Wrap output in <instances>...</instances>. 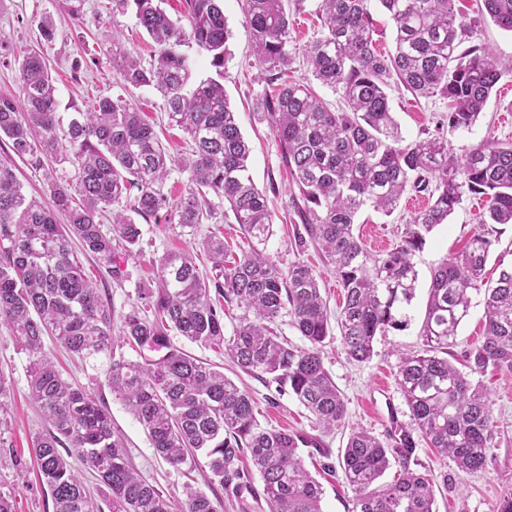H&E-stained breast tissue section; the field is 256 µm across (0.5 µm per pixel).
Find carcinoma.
I'll use <instances>...</instances> for the list:
<instances>
[{
	"label": "carcinoma",
	"instance_id": "carcinoma-1",
	"mask_svg": "<svg viewBox=\"0 0 512 512\" xmlns=\"http://www.w3.org/2000/svg\"><path fill=\"white\" fill-rule=\"evenodd\" d=\"M163 3L112 0L117 10L132 11L156 46L147 66L128 57L121 77L161 94L168 123L187 135L179 158L169 154L136 103L121 96L101 97L62 124L55 81L36 52L20 64L18 98L0 96V138L9 140L0 155V325L28 354L30 397L51 425L32 440L41 482L50 490L53 512H101L65 457L71 453L107 488L112 512H171L164 493L129 465L105 404L55 369L43 348V337L53 336L81 358L106 356L112 395L170 466L197 467L202 458L224 490L236 495L247 451L268 512H321L323 488L300 454L315 441L261 427L247 391L169 341L173 331L224 347L241 371L278 390L289 388L326 430L346 419L343 397L321 357L333 325L317 276L301 259L281 269L263 248L274 224L268 192L276 189H261L248 175L250 147L224 92L231 31L223 0H185L175 20ZM374 7L394 26L390 52L376 45ZM320 11L321 33L303 55L312 77L342 98L339 112L288 80L297 48L284 0H243L256 61L267 73L260 117L275 127L303 200L292 251L313 249L336 271L344 299L335 326L349 359H370L376 337L405 325L403 309L417 283L413 257L426 236L465 198L482 196L488 203L465 249L435 269L420 350L399 363L410 422L391 413L384 440L353 429L338 458L357 493L354 512H434V480L414 469L418 445L451 457L464 474L484 471L497 425L488 389L470 375L490 367L512 373V266L501 269L494 287L483 288L496 226L512 224V142L487 140L455 154L442 133L408 141L389 90L400 84L417 98L444 100L448 112L439 129L469 130L512 73V60L503 63L463 44L486 19L512 32V0H476L473 18L456 9L455 0H321ZM186 47L209 56L218 75L199 81L189 94ZM17 158L44 172L53 208L24 194ZM175 169L188 174V188L172 202L163 186ZM409 187L428 192L429 205L404 225L392 248L370 253L353 232L358 214L371 207L392 216ZM221 204L240 224L248 250L226 265L224 239L207 237L202 246L215 271L210 279L201 277L191 253H164L155 259L153 286L140 289L142 306L115 323L71 243L110 263L116 246L131 251L139 244L142 229L134 216L148 221L163 211L166 223L190 228L214 218ZM475 293L483 294L484 340L466 354L465 374L445 355ZM223 302L244 310L228 338ZM285 313L307 346L295 348L277 332ZM126 346L159 356L128 360ZM8 396L0 378L1 448L8 445ZM393 466L399 468L393 482L379 483ZM181 512L219 507L188 488Z\"/></svg>",
	"mask_w": 512,
	"mask_h": 512
}]
</instances>
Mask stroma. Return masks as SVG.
Masks as SVG:
<instances>
[{
	"instance_id": "obj_1",
	"label": "stroma",
	"mask_w": 512,
	"mask_h": 512,
	"mask_svg": "<svg viewBox=\"0 0 512 512\" xmlns=\"http://www.w3.org/2000/svg\"><path fill=\"white\" fill-rule=\"evenodd\" d=\"M85 10L86 19L79 23L68 15L65 0H0V36L8 39L13 52L11 60L0 62V95L18 94V61L35 50L50 67L61 117H70L74 108H88L102 95L130 97L161 126V136L170 154L180 155L184 134L178 128L168 127L160 93L125 86L119 74L123 54L130 53L142 62H149L156 51L154 43L136 26L132 14L113 11L112 0H86ZM224 14L232 33L228 42L231 56L224 68V89L251 148L250 176L258 187L272 184L277 188L276 194L269 197L274 224L266 252L279 267L285 268L295 259L289 242L294 224L300 221L292 203L298 190L283 162L275 129L254 113L255 102L263 94L266 83L254 63L242 0H224ZM45 16L51 17L55 25V36L49 42L41 39L38 29L39 21ZM390 97L401 131L410 140L435 132L441 114L447 110L443 100H416L400 86L392 88ZM484 140L512 141V77L499 84L496 95L491 97L471 132L448 137L449 145L456 150ZM426 204L423 194L406 190L392 217L364 210L357 218L354 233L369 251H383L397 241L406 221ZM485 207V198L468 197L447 223L438 225L427 235L424 246L414 256L418 285L413 300L405 308L408 324L377 337L370 360L350 361L340 336L325 340L321 351L323 365L347 407L345 424L336 430L323 431L291 392L277 391L275 384L242 372L222 351L176 334L170 340L175 347L223 370L239 387L246 389L256 403V417L261 426L301 431L317 438L329 456L325 459L314 456V463L324 460L337 463L351 428H362L381 439L389 427L390 413H397L400 420H408L409 409L397 383L399 357L419 349V330L432 273L447 257L464 249ZM142 231L139 253L117 249L108 265L91 255L81 258L93 285L117 316L138 304V292L152 284L155 260L163 253L191 252L200 270L206 272L211 268V261L201 242L208 235L223 236L231 259L240 257L247 247L239 225L227 210L218 211L212 221L193 229L161 221L143 225ZM483 339L484 308L481 296L477 295L469 316L458 328L454 345L448 350L449 360L463 366L466 354ZM44 347L66 379L93 388L103 398L112 415V424L124 441L130 465L143 479L162 490L172 504L183 500L184 488L189 485L212 501L223 502L224 512H266L256 503L257 496L263 493L259 476L251 478V493L238 499L211 481L209 470L176 469L167 464L152 447L144 427L113 396L106 380L105 358L72 356L50 337L45 338ZM0 375L10 387L11 426L7 439L14 447L13 455L0 454V493L12 498L15 512H53L31 450L32 436L46 431L47 424L28 396L29 357L3 326H0ZM479 380L491 392L498 424L496 445L490 450L486 470L472 475L457 473L448 457L427 445H419L418 469L432 473L435 479V512H497L502 500L512 496V374L490 368Z\"/></svg>"
}]
</instances>
